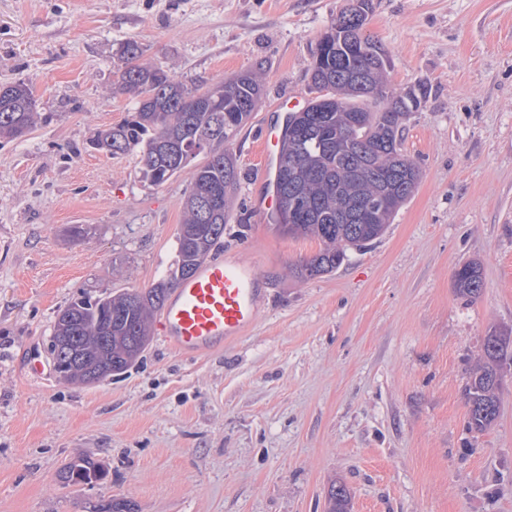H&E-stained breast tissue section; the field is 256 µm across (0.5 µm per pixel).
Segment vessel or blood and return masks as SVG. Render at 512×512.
<instances>
[{"label": "vessel or blood", "mask_w": 512, "mask_h": 512, "mask_svg": "<svg viewBox=\"0 0 512 512\" xmlns=\"http://www.w3.org/2000/svg\"><path fill=\"white\" fill-rule=\"evenodd\" d=\"M254 262L211 256L175 289L160 328L179 352L204 355L243 337L259 315L262 294Z\"/></svg>", "instance_id": "vessel-or-blood-1"}]
</instances>
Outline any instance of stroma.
<instances>
[{"mask_svg": "<svg viewBox=\"0 0 512 512\" xmlns=\"http://www.w3.org/2000/svg\"><path fill=\"white\" fill-rule=\"evenodd\" d=\"M346 4L0 0V82L27 81L40 112L0 139V512H326L335 481L349 512H512V366L484 432L464 395L485 336L512 337V0H370L390 87L428 90L403 131L422 179L379 241L300 280L319 244L259 216L258 145L309 101L312 51ZM129 41L189 84L262 66L219 252L254 256L265 295L247 334L204 357L155 323L125 373L74 384L48 354L59 312L167 277L190 181L151 185L137 153L89 145L134 106L112 90ZM470 260L473 302L453 285ZM84 458L106 480L64 483ZM454 287L457 295L472 302L480 297L483 289L481 264L477 261H467L456 269Z\"/></svg>", "mask_w": 512, "mask_h": 512, "instance_id": "1", "label": "stroma"}]
</instances>
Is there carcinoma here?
<instances>
[{
    "mask_svg": "<svg viewBox=\"0 0 512 512\" xmlns=\"http://www.w3.org/2000/svg\"><path fill=\"white\" fill-rule=\"evenodd\" d=\"M369 0H350L317 41L309 68L314 93L301 116L288 114V145L278 159L275 189L276 224L285 235L312 238L319 250L293 265L294 275L307 280L332 273L347 251L371 245L386 232L400 208L410 200L422 172L402 149V121L427 102L420 86L405 91L387 88V58L365 34ZM124 67L113 85L135 98L131 117L100 130L91 147L114 157L140 153L143 178L162 186L190 170L176 235L177 260L169 277L149 288L91 298L82 296L65 306L56 319L49 352L53 364L63 361L68 347L60 336L76 337L73 350L94 353L110 348L112 367L94 358L80 371L107 378L124 373L147 349L150 325L170 292L195 275L201 260L222 245L224 227L233 212L240 182L236 155L227 149L247 123L262 94V75L245 72L229 83L193 87L176 74L141 62L143 51L132 41L122 51ZM37 101L29 83H0V138L20 139L35 126ZM204 162H197L198 157ZM219 199L204 209L202 194ZM454 287L472 302L483 289L481 264L467 261L456 269ZM112 337V345L103 343ZM507 339L486 336L485 364L466 388L467 429L485 431L498 417L504 364L512 361ZM103 464L91 459L71 463L62 471L67 484L90 485L107 477ZM326 512H348V492L332 485Z\"/></svg>",
    "mask_w": 512,
    "mask_h": 512,
    "instance_id": "1",
    "label": "carcinoma"
}]
</instances>
